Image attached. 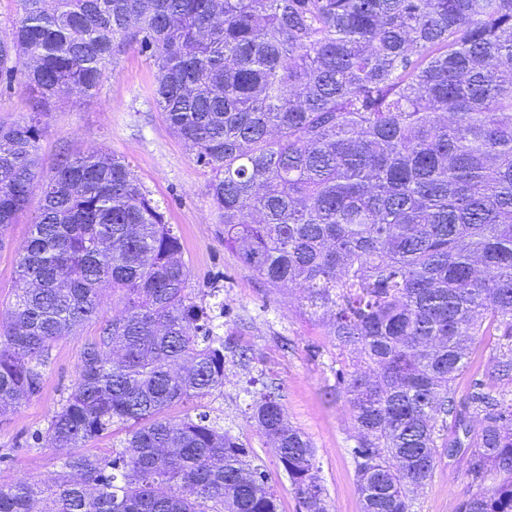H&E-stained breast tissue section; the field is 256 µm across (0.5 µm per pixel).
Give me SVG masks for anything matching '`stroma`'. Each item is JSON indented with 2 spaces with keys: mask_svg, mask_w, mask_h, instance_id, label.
<instances>
[{
  "mask_svg": "<svg viewBox=\"0 0 512 512\" xmlns=\"http://www.w3.org/2000/svg\"><path fill=\"white\" fill-rule=\"evenodd\" d=\"M153 67L130 50L91 97L57 107L44 120L38 143L39 176L48 180L62 149L102 150L125 157L149 196L158 201L167 223L182 239L195 301L210 307L232 347L225 352L224 385L205 398L172 405L167 417L200 412L237 437L253 464L266 471L279 499V512H303L274 448L250 418L253 396L281 390L289 423L310 440L319 466L329 512H362V498L349 454L357 430L343 396L334 391L337 350L324 322L306 312L298 291L271 288L243 267L224 246L208 193L211 174L197 165L184 142L163 122L153 102ZM41 204L33 192L18 224L0 246V326L14 300L18 248L29 234ZM118 296L103 292L97 320L58 338L51 350L41 394L17 409L0 413V483L52 484L60 450L36 448L30 435L45 429L76 377L85 345L99 336L102 322L120 316ZM250 348L249 359L236 349ZM464 462L441 458L431 480L419 490L413 512H454L475 493Z\"/></svg>",
  "mask_w": 512,
  "mask_h": 512,
  "instance_id": "stroma-1",
  "label": "stroma"
}]
</instances>
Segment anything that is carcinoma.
Listing matches in <instances>:
<instances>
[{
  "instance_id": "cac0c4a2",
  "label": "carcinoma",
  "mask_w": 512,
  "mask_h": 512,
  "mask_svg": "<svg viewBox=\"0 0 512 512\" xmlns=\"http://www.w3.org/2000/svg\"><path fill=\"white\" fill-rule=\"evenodd\" d=\"M17 2L0 84L30 113L0 123V245L37 188L42 204L0 336V411L41 393L52 343L103 291L125 308L32 434L65 451L59 480L0 484V512L279 510L236 438L204 413L164 416L224 386L230 342L130 163L67 150L36 181L43 117L93 96L129 49L211 173L224 246L326 316L363 512H411L445 449L479 487L456 512H512V0ZM479 336L496 337L491 361L461 399ZM252 408L305 512H328L279 396ZM116 424L120 449L78 451Z\"/></svg>"
}]
</instances>
